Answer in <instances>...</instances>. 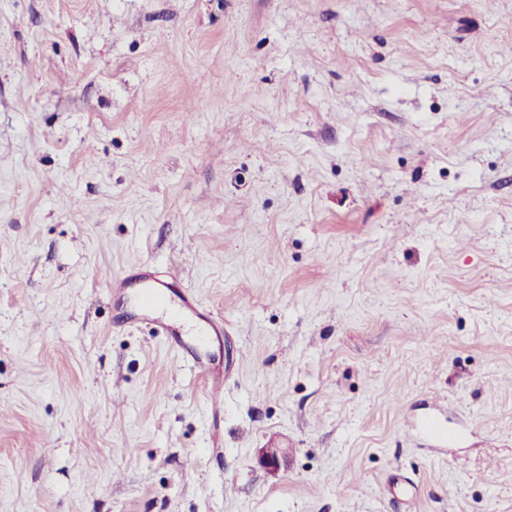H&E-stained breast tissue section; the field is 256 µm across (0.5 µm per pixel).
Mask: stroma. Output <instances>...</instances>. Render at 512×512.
Masks as SVG:
<instances>
[{
  "label": "stroma",
  "mask_w": 512,
  "mask_h": 512,
  "mask_svg": "<svg viewBox=\"0 0 512 512\" xmlns=\"http://www.w3.org/2000/svg\"><path fill=\"white\" fill-rule=\"evenodd\" d=\"M0 512H512V0H0ZM257 460L259 465L272 474L288 467L286 448H260Z\"/></svg>",
  "instance_id": "35a3bbf8"
}]
</instances>
